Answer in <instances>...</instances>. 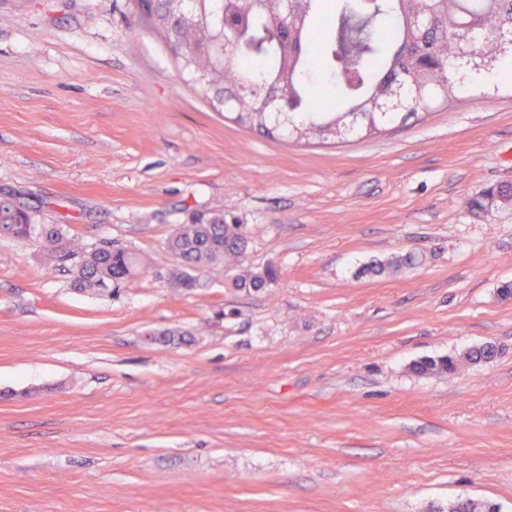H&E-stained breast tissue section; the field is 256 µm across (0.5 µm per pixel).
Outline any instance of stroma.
<instances>
[{
    "mask_svg": "<svg viewBox=\"0 0 512 512\" xmlns=\"http://www.w3.org/2000/svg\"><path fill=\"white\" fill-rule=\"evenodd\" d=\"M501 183L511 94L289 144L215 112L133 0H0V196L149 262L79 289L0 235V512H512V206L468 205ZM195 210L278 280L175 286Z\"/></svg>",
    "mask_w": 512,
    "mask_h": 512,
    "instance_id": "1",
    "label": "stroma"
}]
</instances>
